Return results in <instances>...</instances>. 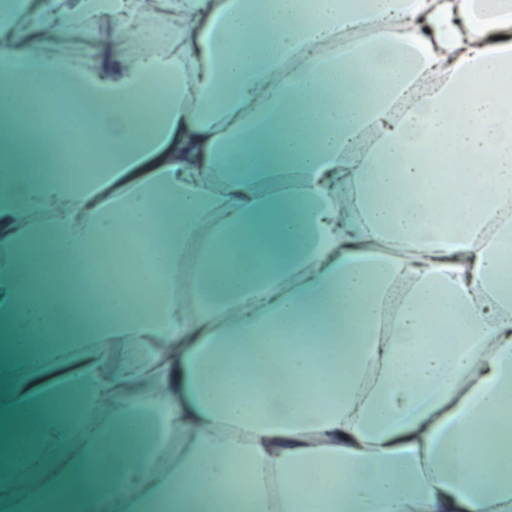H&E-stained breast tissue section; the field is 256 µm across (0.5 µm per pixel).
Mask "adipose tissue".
Instances as JSON below:
<instances>
[{"label": "adipose tissue", "instance_id": "adipose-tissue-1", "mask_svg": "<svg viewBox=\"0 0 512 512\" xmlns=\"http://www.w3.org/2000/svg\"><path fill=\"white\" fill-rule=\"evenodd\" d=\"M65 25L111 30L96 65L43 53ZM37 80L94 108L81 177L10 171ZM483 80L512 0L1 5L0 512H512V96ZM133 234L144 303L88 314Z\"/></svg>", "mask_w": 512, "mask_h": 512}]
</instances>
